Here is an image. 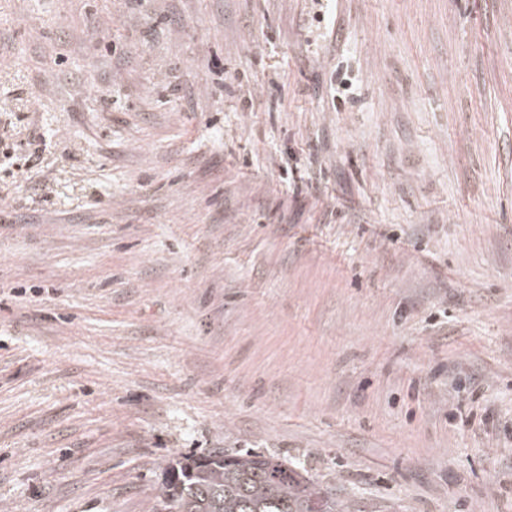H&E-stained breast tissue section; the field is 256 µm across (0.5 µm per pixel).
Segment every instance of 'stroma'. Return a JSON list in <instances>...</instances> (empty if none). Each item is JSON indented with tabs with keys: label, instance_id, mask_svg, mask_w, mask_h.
Segmentation results:
<instances>
[{
	"label": "stroma",
	"instance_id": "obj_1",
	"mask_svg": "<svg viewBox=\"0 0 512 512\" xmlns=\"http://www.w3.org/2000/svg\"><path fill=\"white\" fill-rule=\"evenodd\" d=\"M1 134L0 512H512V0H0ZM157 499L165 512H348L344 501L287 461L214 449L172 461Z\"/></svg>",
	"mask_w": 512,
	"mask_h": 512
}]
</instances>
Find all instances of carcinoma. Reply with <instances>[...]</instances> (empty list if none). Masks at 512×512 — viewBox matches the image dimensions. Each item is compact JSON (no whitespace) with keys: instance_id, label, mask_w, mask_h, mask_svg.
Segmentation results:
<instances>
[{"instance_id":"carcinoma-1","label":"carcinoma","mask_w":512,"mask_h":512,"mask_svg":"<svg viewBox=\"0 0 512 512\" xmlns=\"http://www.w3.org/2000/svg\"><path fill=\"white\" fill-rule=\"evenodd\" d=\"M162 512H348L344 501L287 461L218 448L173 460Z\"/></svg>"}]
</instances>
